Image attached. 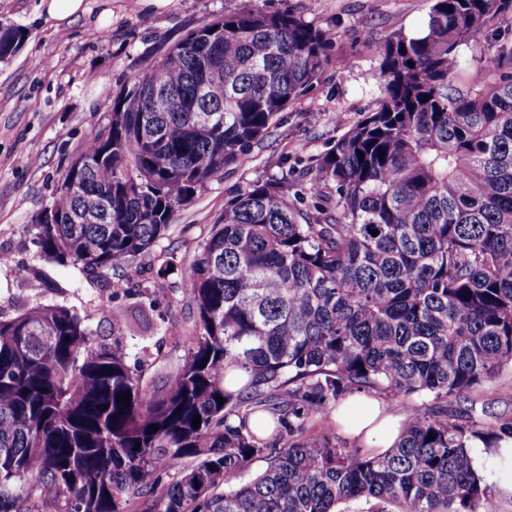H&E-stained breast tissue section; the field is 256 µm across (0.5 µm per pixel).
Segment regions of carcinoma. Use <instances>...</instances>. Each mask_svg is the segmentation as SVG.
<instances>
[{"mask_svg":"<svg viewBox=\"0 0 512 512\" xmlns=\"http://www.w3.org/2000/svg\"><path fill=\"white\" fill-rule=\"evenodd\" d=\"M511 9L434 0L422 31L385 41L377 108L306 170L310 198L285 168L228 201L182 281L192 345L161 384L64 305L0 318V512H499L470 442L512 439V413L481 428L464 404L512 369V43L469 88L454 78L460 47ZM25 37L0 26V60ZM332 39L288 11L190 31L108 93L90 164L58 184L62 222L27 227L38 256L94 275L148 253ZM355 393L405 407L382 454L307 434Z\"/></svg>","mask_w":512,"mask_h":512,"instance_id":"obj_1","label":"carcinoma"}]
</instances>
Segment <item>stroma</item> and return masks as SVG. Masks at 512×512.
<instances>
[{
    "label": "stroma",
    "mask_w": 512,
    "mask_h": 512,
    "mask_svg": "<svg viewBox=\"0 0 512 512\" xmlns=\"http://www.w3.org/2000/svg\"><path fill=\"white\" fill-rule=\"evenodd\" d=\"M88 14L57 27L40 0H0V22L23 28L19 52L0 60V315L12 317L36 304H60L88 318L106 342L128 351L148 348L157 381L181 362L188 341L169 335L176 324L194 328V309L181 278L199 243L218 223L225 204L284 166L306 169L351 127L376 109L381 97L380 49L397 30L428 19L432 0H85ZM242 10L293 12L304 23L334 32L329 61L318 77L280 112L246 159L225 166L175 214L171 229L138 266L89 278L74 267L39 259L25 232L52 202L68 164L107 125V90L131 83L145 62L162 56L190 30ZM512 41V11L486 30L479 44L461 47L468 66L455 83L470 85L481 55L499 39ZM159 300L147 332L113 327V308L140 305L139 290Z\"/></svg>",
    "instance_id": "1"
}]
</instances>
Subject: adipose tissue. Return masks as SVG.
I'll list each match as a JSON object with an SVG mask.
<instances>
[{
    "label": "adipose tissue",
    "mask_w": 512,
    "mask_h": 512,
    "mask_svg": "<svg viewBox=\"0 0 512 512\" xmlns=\"http://www.w3.org/2000/svg\"><path fill=\"white\" fill-rule=\"evenodd\" d=\"M402 422V417L390 413L382 402L367 396H349L336 409L340 430L379 453L399 440Z\"/></svg>",
    "instance_id": "obj_1"
}]
</instances>
